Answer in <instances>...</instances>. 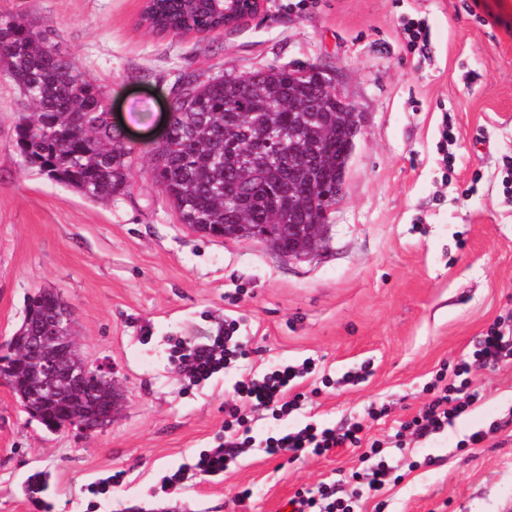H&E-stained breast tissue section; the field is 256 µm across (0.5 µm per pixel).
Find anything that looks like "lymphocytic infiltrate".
<instances>
[{"label": "lymphocytic infiltrate", "mask_w": 512, "mask_h": 512, "mask_svg": "<svg viewBox=\"0 0 512 512\" xmlns=\"http://www.w3.org/2000/svg\"><path fill=\"white\" fill-rule=\"evenodd\" d=\"M240 329L239 320L228 318L224 321L223 332L216 336L180 344L174 361L184 377L192 382L206 380L247 358ZM510 356L512 325L496 323L480 336L468 358L454 366L451 376L437 375L429 388L430 400L417 415L401 424V431L419 439L443 431L480 399L479 391L472 386V370L497 366ZM308 371V364L285 363L277 365L262 379L236 382L233 400L224 405V440L199 455L196 470L208 476L223 474L244 449L250 448L253 437L246 406L265 408L279 417L290 416L300 409L304 395L297 392V381ZM361 432L362 427L357 423L343 430L320 429L309 424L279 437L267 438L264 452L271 457L287 452L296 459L308 452L322 455L335 448H357L363 441Z\"/></svg>", "instance_id": "f902f5d3"}]
</instances>
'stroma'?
<instances>
[{
	"instance_id": "obj_1",
	"label": "stroma",
	"mask_w": 512,
	"mask_h": 512,
	"mask_svg": "<svg viewBox=\"0 0 512 512\" xmlns=\"http://www.w3.org/2000/svg\"><path fill=\"white\" fill-rule=\"evenodd\" d=\"M141 7L0 0V15L46 31L107 92L136 160L127 192L106 204L27 168L15 146L20 95L0 73V341L28 296L52 288L83 357L111 365L122 388L112 425L86 434L47 431L0 385V512H38L26 495L36 473L51 512H286L321 484L354 512H512V361L473 371L483 398L443 432L392 445L437 371L512 314V201L500 177L512 155V0H266L260 16L206 34L150 32ZM416 16L429 27L424 62L400 36ZM311 67L336 70L363 120L324 247L288 258L182 224L147 168L175 75ZM445 121L456 137L446 148ZM228 315L247 332L250 362L188 385L171 347L215 335ZM307 358L316 369L300 389L313 404L283 420L256 412L255 440L359 421L398 481L360 498L348 481L364 468L359 448L297 460L255 451L219 476L193 470L224 433L237 380ZM365 362V382L341 384ZM380 406L387 415L371 417ZM479 430L486 439L469 443ZM118 470L123 483L91 498L89 484ZM178 470L183 480L166 484Z\"/></svg>"
}]
</instances>
